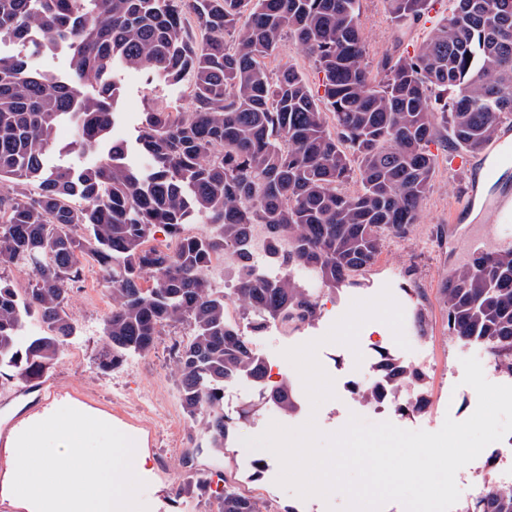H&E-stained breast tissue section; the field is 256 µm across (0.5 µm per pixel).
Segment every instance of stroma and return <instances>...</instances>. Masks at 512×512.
I'll list each match as a JSON object with an SVG mask.
<instances>
[{"mask_svg":"<svg viewBox=\"0 0 512 512\" xmlns=\"http://www.w3.org/2000/svg\"><path fill=\"white\" fill-rule=\"evenodd\" d=\"M447 7L448 0H436L426 19L402 29L392 22L383 0H362L369 69H377L385 56L412 50ZM114 80L120 91L117 110L121 117L112 128L111 141L134 145L139 120L155 102H167L182 112L190 109L187 85L165 84L151 71L123 69ZM76 138L74 127L62 124L56 128V161L80 168L101 159V152L80 150ZM432 151L437 156L432 186L417 224L406 237L386 239L375 264L358 273L352 285L332 292L318 281H310L320 305L311 324L289 330L272 324L259 333L246 332L248 345L256 355L273 369H287L297 408L292 412L270 410L267 394L250 379L225 383L230 397L224 402V411L236 417L238 424L220 450L209 448L202 423L189 418L180 400L172 346L182 339L183 330L166 329L149 354L128 357L113 368H100L102 322L112 308V299L98 267L86 265L69 300L77 330L65 343L58 363L35 382L0 377V512H32L10 491L12 443L17 433L37 417L52 415L64 406L124 428L137 439L147 459L140 499L148 512H216L215 492L202 494L196 489L199 481L215 475L224 476L238 492L258 499L265 512H341L346 504L341 494H333L328 500L318 496L303 499L272 482L269 471L278 467L277 457H267L266 469L257 470L260 457L242 440L262 434L273 422L296 428L312 416L324 419L326 407L312 408L299 373L290 368L283 352L321 340L317 351L320 365L331 373L344 374L356 364L352 350L340 343H323L322 338L353 301L371 299L385 288L403 309L409 346H398L390 327L383 324L369 332L363 348L375 356L384 352L406 362L413 349L426 347L430 360L422 386L429 403L423 412L402 416L393 407L378 414L362 402H340L336 405L337 427H344L350 416L356 415L370 423L388 421L406 430L435 432L445 418L458 422L469 418L476 408L477 395L462 382L461 361L478 356L479 351L449 334L440 288L475 248L506 244L512 238V223H498L493 209L479 203L469 214L451 220L453 209L468 188V177L452 167L448 150L436 145Z\"/></svg>","mask_w":512,"mask_h":512,"instance_id":"35a3bbf8","label":"stroma"}]
</instances>
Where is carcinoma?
Returning <instances> with one entry per match:
<instances>
[{"instance_id": "1", "label": "carcinoma", "mask_w": 512, "mask_h": 512, "mask_svg": "<svg viewBox=\"0 0 512 512\" xmlns=\"http://www.w3.org/2000/svg\"><path fill=\"white\" fill-rule=\"evenodd\" d=\"M448 2L413 50L381 61L377 79L364 63L361 0H0V41L29 45L0 51V269L25 268L34 281L20 295L0 276V375L37 380L59 360L75 332L70 293L92 262L112 297L102 366L147 354L164 327L182 326L174 355L183 408L203 422L210 447H224L235 427L224 383L266 376L228 303L253 331L312 323L317 302L297 270L330 290L348 284L387 237L416 224L436 172L429 145L480 154L512 119V0ZM384 3L403 27L430 6ZM188 12L201 35L187 28ZM34 28L66 50L68 74L31 67L42 48L28 44ZM285 36L314 58L322 94L294 66H267ZM117 65L188 82L192 111L165 103L143 113L144 165L122 144L80 169L50 164L61 120L81 149L104 144L117 116ZM437 89L452 90L451 101L436 106ZM196 217L210 235L185 233ZM254 224L267 227L275 274L249 254ZM159 232L173 247L150 245ZM227 251L236 279L214 288L206 270ZM442 297L449 334L512 371V246L476 249ZM32 316L42 330L24 338ZM382 361L393 392L424 379L393 357ZM270 400L296 408L287 381ZM217 499V512H263L227 484ZM463 512H512V484L489 488Z\"/></svg>"}]
</instances>
